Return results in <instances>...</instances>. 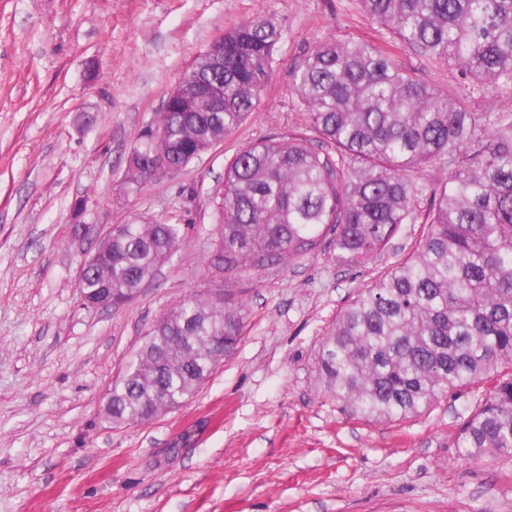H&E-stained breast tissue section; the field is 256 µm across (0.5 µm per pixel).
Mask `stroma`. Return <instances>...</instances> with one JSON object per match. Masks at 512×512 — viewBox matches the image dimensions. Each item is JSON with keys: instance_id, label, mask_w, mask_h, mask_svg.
Segmentation results:
<instances>
[{"instance_id": "1", "label": "stroma", "mask_w": 512, "mask_h": 512, "mask_svg": "<svg viewBox=\"0 0 512 512\" xmlns=\"http://www.w3.org/2000/svg\"><path fill=\"white\" fill-rule=\"evenodd\" d=\"M258 13L283 38L255 111L178 177L125 195L135 137L181 73ZM325 35L392 40L357 0H0V512H512V462L456 447L491 383L395 423L348 416L318 392L337 311L413 252L423 224L356 263L328 242L249 276L208 274L213 190L242 146L305 130L292 72ZM398 56L477 111L512 106L510 88L474 95L456 69ZM135 220L184 224L186 248L133 301L85 308L82 259ZM217 287L246 309L235 355L179 410L113 425L107 393L142 332Z\"/></svg>"}]
</instances>
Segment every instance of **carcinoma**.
<instances>
[{"mask_svg": "<svg viewBox=\"0 0 512 512\" xmlns=\"http://www.w3.org/2000/svg\"><path fill=\"white\" fill-rule=\"evenodd\" d=\"M406 51L456 69L472 90L512 87V0H360ZM282 29L257 13L224 33V70L201 54L138 134L124 190L138 193L164 168L178 176L254 112L273 73ZM211 83L224 111L194 87ZM293 91L308 133L266 137L228 165L216 211L210 273L249 274L315 255L382 251L400 225L423 219L412 254L336 313L320 342L319 393L347 412L403 422L494 380L459 424L460 455L512 461V109L472 111L468 99L419 81L389 50L333 36L296 65ZM445 167L430 186L414 169ZM429 195L424 215L416 203ZM183 225L139 221L114 235L77 284L79 299L112 289L114 307L184 248ZM245 310L195 294L162 313L112 381L108 417L145 424L183 407L242 340Z\"/></svg>", "mask_w": 512, "mask_h": 512, "instance_id": "carcinoma-1", "label": "carcinoma"}]
</instances>
